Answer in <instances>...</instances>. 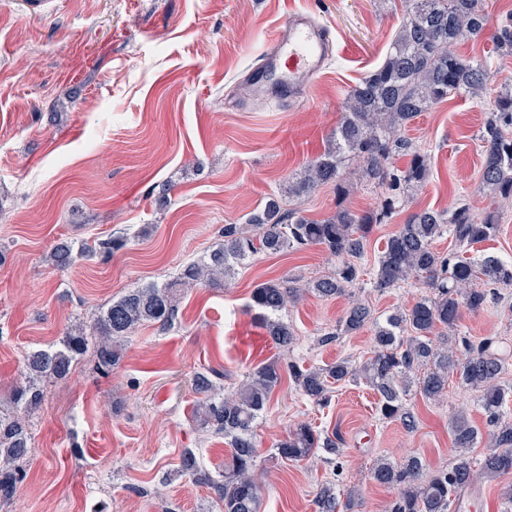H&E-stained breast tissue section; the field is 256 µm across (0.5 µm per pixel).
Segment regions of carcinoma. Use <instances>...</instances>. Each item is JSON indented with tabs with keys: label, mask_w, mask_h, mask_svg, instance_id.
<instances>
[{
	"label": "carcinoma",
	"mask_w": 512,
	"mask_h": 512,
	"mask_svg": "<svg viewBox=\"0 0 512 512\" xmlns=\"http://www.w3.org/2000/svg\"><path fill=\"white\" fill-rule=\"evenodd\" d=\"M408 2L410 8L383 63L350 90L342 120L331 133L327 149L288 185V195L300 197L331 184L341 198L349 188L340 166L347 157L357 158L363 162V178L386 190L381 208L355 213L340 206L318 221L300 209L286 207L277 196L269 198L244 223L224 225V242L206 259L186 264L174 280L138 285L112 300L94 323L97 370L107 374L119 365L122 342L137 328L147 324L162 330L171 328L182 291L197 286L222 288L234 278L237 268L261 253L317 246L340 259L333 274L303 286L293 278L274 279L251 292L250 307L284 351L295 343V333L279 318L283 309L305 293L336 298L357 284L361 270L355 258L361 256L368 237L406 203L410 191L424 184L430 173L428 156L411 148L401 136L402 130L451 95H481L488 82L485 63L465 60L453 51L458 41L478 38L485 32L487 16L482 0ZM481 141V182L491 198L512 205L511 87L496 95ZM400 153L409 156L402 169L391 162ZM498 231L494 213L479 217L467 204L451 211L419 210L401 225L385 242L372 287L383 290L415 280L428 289V294L419 297L409 310L375 324L373 355L361 363L341 359L316 368L296 362L284 365L274 359L255 367L223 396L218 395L220 386L212 375L198 374L194 385L201 398L195 404V421L201 428L224 436L230 450L224 470L217 476L204 469L190 451L181 456L180 472L209 489L219 512H260L261 483L254 474L256 421L283 375L318 405L328 403L332 385L363 381L378 396L381 418L397 420L409 432L417 427V418L403 401L406 392L414 387L423 398L436 400L447 391L448 378L454 377L461 386L477 393L489 425L486 448L478 458L471 455L482 434L460 412L451 422L456 448L451 465L427 473L418 456L398 462L377 459L372 468L374 482L396 490L387 512H452L462 490L479 479L512 478V421L503 415L508 387L501 383L508 356L499 352L491 338L476 343L466 336H448L441 347L431 340L439 326L455 329L460 308L471 312L487 308L490 297L484 285L512 288V262L491 257L479 260L458 252L441 254L433 248L434 240L447 233L456 243L472 247L493 239ZM126 245L127 239L120 237L77 247L62 240L51 249L49 260L57 268H66L78 256L112 253ZM371 318L370 307L354 300L339 319V331L354 335ZM86 345L87 338L78 329L63 336L56 346L25 354L27 382L14 390L10 406L0 409V504L14 498L25 478L23 463L31 445L27 416L42 403L41 383L68 377ZM342 445L344 439L338 433L301 423L278 440L274 450L277 457L298 461L319 451L338 456ZM357 505V490L341 492L332 484L324 485L314 501L315 512H354Z\"/></svg>",
	"instance_id": "carcinoma-1"
}]
</instances>
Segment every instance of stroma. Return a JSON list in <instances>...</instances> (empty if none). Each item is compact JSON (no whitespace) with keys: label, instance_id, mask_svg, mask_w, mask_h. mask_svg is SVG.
Segmentation results:
<instances>
[{"label":"stroma","instance_id":"obj_1","mask_svg":"<svg viewBox=\"0 0 512 512\" xmlns=\"http://www.w3.org/2000/svg\"><path fill=\"white\" fill-rule=\"evenodd\" d=\"M292 10L331 28L333 55L304 97H254L246 77ZM402 13V0H52L47 11L33 10L31 0H0V407L25 383L26 352L56 344L71 326L92 329L128 288L172 280L222 243L225 225L284 191L323 152L351 87L383 61ZM456 52L486 59L487 90L432 106L405 128L413 148L430 156V175L406 210L371 234L358 260L367 273L410 213L467 203L482 215L491 206L480 187L479 131L497 92L512 85V55L493 52L486 38ZM342 173L351 186L346 206H380L384 194L363 180L358 161ZM117 235L129 243L112 254L64 270L48 260L60 240ZM336 265L319 247L258 256L226 287L184 294L170 329L140 327L109 374L95 369L90 352L68 378L46 382L30 418L27 477L0 512H211L208 490L177 473L184 451L212 472L227 452L223 436L192 419L194 375L224 373L229 389L275 357L252 322L251 291L270 279L311 280ZM487 290L488 308L462 311L457 333L498 337L512 355V288ZM421 293L411 283L355 291L381 320ZM347 304L310 294L283 310L296 334L288 360L369 358L372 327L323 340ZM377 402L366 384H340L319 407L283 381L256 424L261 512H314L326 482L358 489V512H385L394 492L371 480L377 458L416 454L428 470L441 469L455 456L456 412L487 428L475 393L453 378L440 400L407 394L418 420L412 432L382 419ZM303 422L339 431L341 454L275 458V442Z\"/></svg>","mask_w":512,"mask_h":512}]
</instances>
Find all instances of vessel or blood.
Returning a JSON list of instances; mask_svg holds the SVG:
<instances>
[{"label": "vessel or blood", "mask_w": 512, "mask_h": 512, "mask_svg": "<svg viewBox=\"0 0 512 512\" xmlns=\"http://www.w3.org/2000/svg\"><path fill=\"white\" fill-rule=\"evenodd\" d=\"M333 46L332 32L301 12L289 13L271 39L262 60L269 87L288 99L326 68Z\"/></svg>", "instance_id": "vessel-or-blood-1"}]
</instances>
